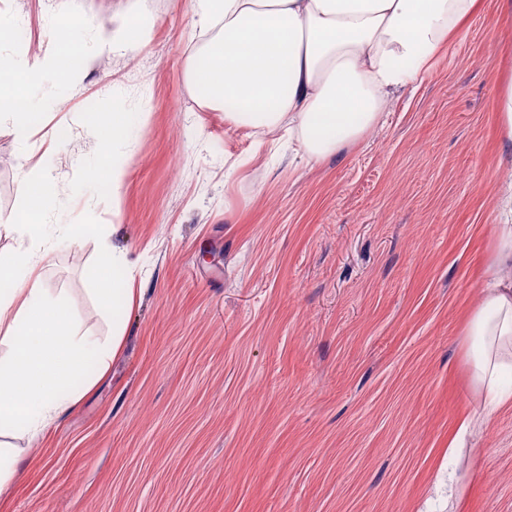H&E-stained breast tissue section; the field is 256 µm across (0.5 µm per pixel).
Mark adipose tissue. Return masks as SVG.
Here are the masks:
<instances>
[{"label": "adipose tissue", "mask_w": 512, "mask_h": 512, "mask_svg": "<svg viewBox=\"0 0 512 512\" xmlns=\"http://www.w3.org/2000/svg\"><path fill=\"white\" fill-rule=\"evenodd\" d=\"M479 0H195L217 34L191 56L187 80L209 105L234 111L233 125L286 129L309 158L359 141L381 118L390 91L415 83L474 13ZM83 42L59 40L31 57L16 81L0 84V114L27 138L25 85L41 72L82 71ZM27 207L14 221L20 235L45 234L43 177L22 176ZM501 218L486 285L466 324L471 380L496 408L512 405L500 376L512 370V181L497 196ZM28 249L0 259V435H37L74 407L109 368L125 324L99 340L81 335L68 306L49 301ZM133 263L123 249L104 252L95 290L113 312L130 309Z\"/></svg>", "instance_id": "ef3b65f1"}]
</instances>
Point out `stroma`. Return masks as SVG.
<instances>
[{
	"label": "stroma",
	"mask_w": 512,
	"mask_h": 512,
	"mask_svg": "<svg viewBox=\"0 0 512 512\" xmlns=\"http://www.w3.org/2000/svg\"><path fill=\"white\" fill-rule=\"evenodd\" d=\"M482 7L381 120L313 160L236 128L189 87L208 35L192 0H143L148 38L97 52L76 79L31 81L32 134L0 122V254L22 172L49 178L41 275L84 334L112 333L91 289L102 251L136 259L135 302L107 374L36 437L0 512H512V407L448 455L477 408L465 320L498 222L496 105L512 14ZM131 0H0L17 21L0 64L93 42ZM138 114L101 178L92 115ZM464 494L449 506L445 468Z\"/></svg>",
	"instance_id": "obj_1"
}]
</instances>
